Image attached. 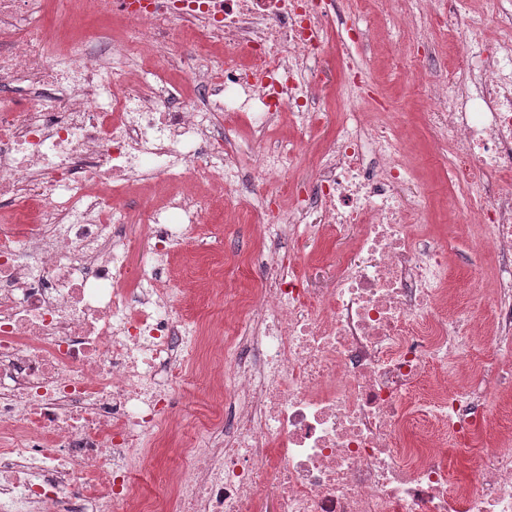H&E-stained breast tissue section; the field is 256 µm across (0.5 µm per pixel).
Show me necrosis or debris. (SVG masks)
<instances>
[{
  "label": "necrosis or debris",
  "instance_id": "4bbe7bcc",
  "mask_svg": "<svg viewBox=\"0 0 512 512\" xmlns=\"http://www.w3.org/2000/svg\"><path fill=\"white\" fill-rule=\"evenodd\" d=\"M373 2L421 50L431 160L495 260L489 316L449 309L447 252L401 192L408 139L350 53L351 108L309 181L251 196L305 157L325 47L360 38L333 0H0V211L43 215L0 225V512H512L493 412L512 403V9L492 37L461 0ZM50 11L113 28L93 52ZM174 35L186 52L159 61ZM219 202L255 216L241 256L261 275L209 271L218 308L190 320L166 265ZM354 225L334 287L309 293L285 241ZM450 433L480 449L467 479ZM171 451L147 491L139 460ZM448 461L450 462L451 476L463 475L467 466V456H472L477 452L476 447H466L459 445V441L448 434ZM459 448H470L467 450Z\"/></svg>",
  "mask_w": 512,
  "mask_h": 512
}]
</instances>
